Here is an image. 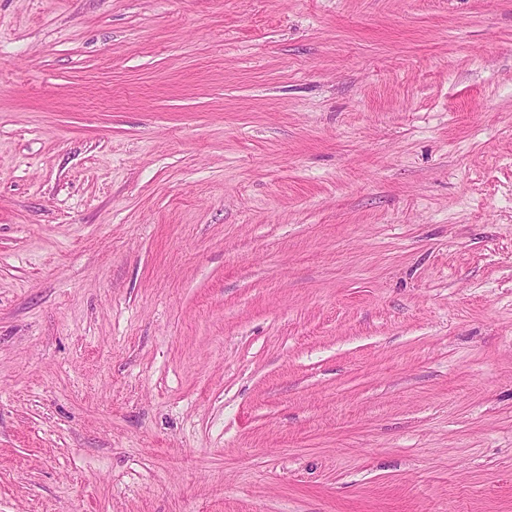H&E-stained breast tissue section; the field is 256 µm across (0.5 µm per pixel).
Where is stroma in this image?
<instances>
[{"mask_svg": "<svg viewBox=\"0 0 512 512\" xmlns=\"http://www.w3.org/2000/svg\"><path fill=\"white\" fill-rule=\"evenodd\" d=\"M0 512H512V0H0Z\"/></svg>", "mask_w": 512, "mask_h": 512, "instance_id": "1", "label": "stroma"}]
</instances>
